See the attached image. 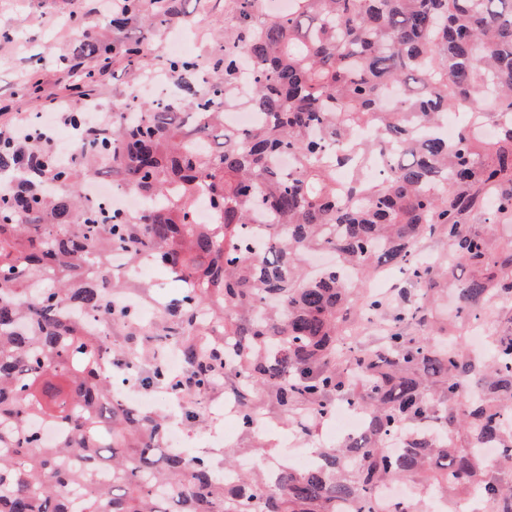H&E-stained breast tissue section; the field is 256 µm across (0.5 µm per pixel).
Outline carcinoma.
I'll return each mask as SVG.
<instances>
[{
	"label": "carcinoma",
	"mask_w": 512,
	"mask_h": 512,
	"mask_svg": "<svg viewBox=\"0 0 512 512\" xmlns=\"http://www.w3.org/2000/svg\"><path fill=\"white\" fill-rule=\"evenodd\" d=\"M178 2L125 0L110 25L142 27L141 42L104 43L73 21L76 54L145 69ZM289 2L280 12L232 0L236 35L221 51L164 62L175 101L114 112L95 133L74 115L75 164L52 155L36 123L26 141L0 137V174L14 175L0 185V512H336L344 500L376 512L372 490L397 477L415 482V499L388 512H422L437 486L450 502L475 487L488 512H512V331L492 336L487 356L465 340L490 299L512 296V249L496 259L471 229L478 217L512 221V120L491 140L477 132L512 116V0ZM203 70L217 74L205 91ZM486 97L489 110L454 139L436 132L448 111ZM237 107L260 120L228 124ZM361 125L371 141L352 139ZM393 147L403 153L386 176L364 178ZM99 174L148 208L89 205L82 179ZM434 235L480 271L457 288L453 325L404 304L380 343L343 344L348 319L377 326L388 309L355 288L370 275L396 268L428 296L453 283L416 252ZM114 248L187 285L155 325L137 328L135 308L113 299L125 284L107 261ZM86 315L179 350L199 390L234 376L244 429L257 418L246 391L259 387L309 433L355 402L363 434L318 449L309 471L279 465L269 477L238 472L227 453L216 468L169 451L162 419L110 400L130 379L168 382L159 362L142 369L131 349L88 334ZM40 425L62 434L47 445Z\"/></svg>",
	"instance_id": "obj_1"
}]
</instances>
